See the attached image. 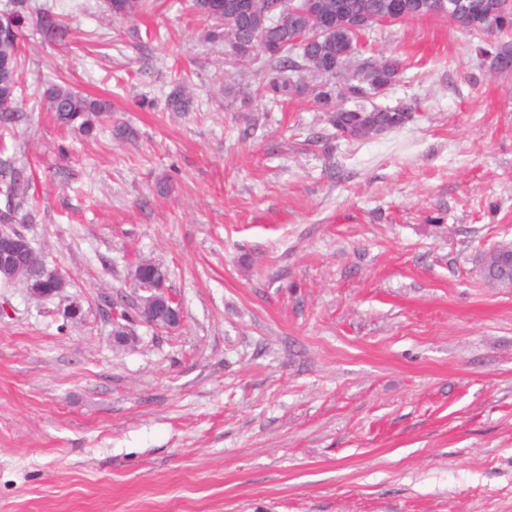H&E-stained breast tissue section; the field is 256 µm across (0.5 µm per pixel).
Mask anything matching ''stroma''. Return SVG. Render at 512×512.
Instances as JSON below:
<instances>
[{
  "label": "stroma",
  "mask_w": 512,
  "mask_h": 512,
  "mask_svg": "<svg viewBox=\"0 0 512 512\" xmlns=\"http://www.w3.org/2000/svg\"><path fill=\"white\" fill-rule=\"evenodd\" d=\"M30 2L67 32L25 31L0 160L31 188L0 213L67 285L0 281V512H512V288L479 273L512 244V76L446 17L378 27L405 70L376 103L414 117L347 141L256 96L259 62L225 96L186 0ZM61 81L111 103L94 136L48 112ZM144 260L184 320L119 347Z\"/></svg>",
  "instance_id": "1"
}]
</instances>
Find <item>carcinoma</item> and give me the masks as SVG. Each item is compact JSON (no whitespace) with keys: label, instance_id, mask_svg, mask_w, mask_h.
Listing matches in <instances>:
<instances>
[{"label":"carcinoma","instance_id":"cac0c4a2","mask_svg":"<svg viewBox=\"0 0 512 512\" xmlns=\"http://www.w3.org/2000/svg\"><path fill=\"white\" fill-rule=\"evenodd\" d=\"M25 0H19L12 12L9 33L0 37V124L11 120L18 94L24 90L20 54L26 21ZM147 0H109L114 17H133L144 11ZM244 0H189L188 8L196 16L211 22L209 36L224 41V54L230 64L261 58L271 76L258 88L259 97L282 103L295 95H305L315 111L326 115V123L338 139L367 138L401 126L403 107L381 108L374 99L404 72L403 61L383 54L364 56L362 39L374 30L377 20L399 5L404 21L438 15L442 0H318L322 24L333 28L329 36L308 39L315 30L314 22L300 4L286 0H264L267 8L248 12L240 8ZM465 5L448 16L456 29L482 37L476 55L489 62L495 73L512 74V7L505 0H456ZM36 29L42 37L53 40L63 36V28L55 15L43 12L37 16ZM368 72L372 84L358 87L348 74L352 69ZM49 111L61 127L90 134L100 116L111 108L103 99L84 96L67 83H54L42 92ZM194 97L182 85L166 99L171 112H188ZM30 187L29 179L15 169L0 166V191L7 198L23 197ZM26 286L54 287L56 268L38 257ZM480 275L486 283L512 278V264L497 258H482Z\"/></svg>","mask_w":512,"mask_h":512}]
</instances>
